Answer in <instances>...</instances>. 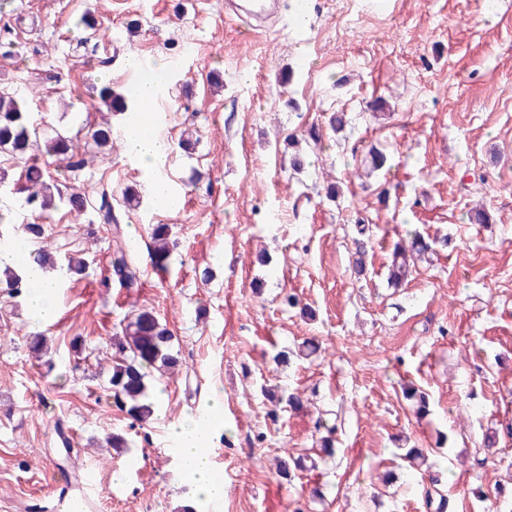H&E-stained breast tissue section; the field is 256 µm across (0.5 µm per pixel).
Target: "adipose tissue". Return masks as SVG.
Segmentation results:
<instances>
[{"label": "adipose tissue", "instance_id": "1", "mask_svg": "<svg viewBox=\"0 0 512 512\" xmlns=\"http://www.w3.org/2000/svg\"><path fill=\"white\" fill-rule=\"evenodd\" d=\"M125 150L145 167L154 166L168 150L166 142L152 132L147 121L128 119L125 127ZM196 422L186 419L173 424L178 465L204 500L219 502L224 498V482L215 476L203 451V441L194 439Z\"/></svg>", "mask_w": 512, "mask_h": 512}]
</instances>
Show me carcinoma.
Segmentation results:
<instances>
[{"label":"carcinoma","mask_w":512,"mask_h":512,"mask_svg":"<svg viewBox=\"0 0 512 512\" xmlns=\"http://www.w3.org/2000/svg\"><path fill=\"white\" fill-rule=\"evenodd\" d=\"M99 98L107 107L115 111L128 108L126 98L115 93L112 86L104 84L98 88ZM0 153L25 162L26 186L23 190L25 206L31 213H43L60 207L78 213L87 205L88 192L77 188L71 193L64 192L59 184L45 173L39 165L43 157H57L67 162V168L78 172L85 166L80 158L78 137L63 135L49 126L32 119L24 100L15 93L0 89ZM113 194L107 190L99 193L95 208L96 220L110 226L115 248L112 253V277L126 288L139 287V267L123 241L122 217L112 204ZM16 215L8 207H0V250H9L15 242ZM171 228L167 224L149 225L152 241L153 265L165 270L170 258ZM433 251L432 244L421 235L414 234L401 238L393 245L390 263L387 267L388 283L394 288L405 285L413 275L415 257ZM0 283L8 295L20 298L35 287L26 268L6 265L0 268ZM172 336L166 325L148 310H132L121 322L112 336L114 354L106 373V389L125 408L132 420L143 426L155 419V402L148 395L146 378L150 370H173L178 366V354L171 347ZM265 400L271 404L269 414L287 408L298 411L303 408L299 393L284 394L272 388L262 390ZM317 457L310 458V464L302 458L279 462V474L290 476V465L299 471L316 468L317 460L331 459L336 454L334 429L317 441Z\"/></svg>","instance_id":"cac0c4a2"}]
</instances>
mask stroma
<instances>
[{
  "label": "stroma",
  "instance_id": "obj_1",
  "mask_svg": "<svg viewBox=\"0 0 512 512\" xmlns=\"http://www.w3.org/2000/svg\"><path fill=\"white\" fill-rule=\"evenodd\" d=\"M293 2L262 26L225 17L224 0H0L19 49L0 57V84L30 98L35 117L123 133L98 88L137 84L129 55L161 59L154 110L169 144L154 170L120 148L79 175L140 198L120 210L140 269L132 289L112 278V232L92 211L35 215L20 195L0 200L20 223L43 224L46 270L61 283L43 324L0 292V512H57L89 474L94 512H429L433 483L456 512H489L496 488H512V0H312L303 39ZM86 13L102 33L93 54L79 45ZM373 146L390 161L369 176ZM157 177L174 206L155 203ZM360 217L372 242L358 276ZM152 224L172 229L165 276L144 246ZM408 230L448 244L392 288L385 265ZM68 255L88 270L68 272ZM134 305L166 324L180 360L149 377L161 414L142 429L102 391L95 359ZM34 336L47 339L39 358ZM310 339V358L274 362ZM408 383L428 395L429 415L414 414ZM267 385L300 392L305 408L267 419ZM218 392L224 425L207 454L224 500L208 505L168 438ZM321 417L338 425L334 460L287 482L276 458L311 454ZM114 432L127 448L103 447ZM412 447L429 452L414 475L397 454ZM317 485L325 499L312 497Z\"/></svg>",
  "mask_w": 512,
  "mask_h": 512
}]
</instances>
